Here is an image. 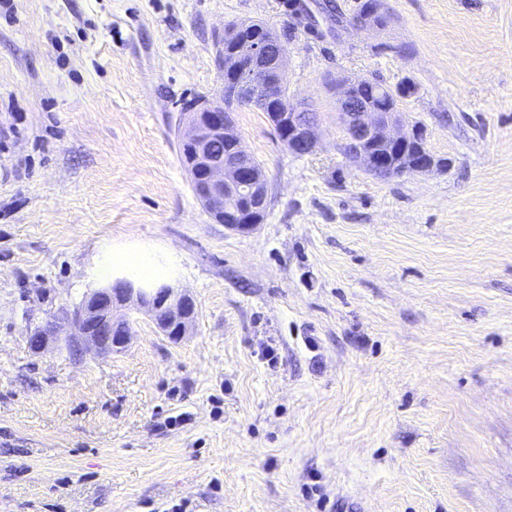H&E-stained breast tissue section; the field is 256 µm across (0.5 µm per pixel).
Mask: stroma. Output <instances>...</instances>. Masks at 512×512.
I'll return each mask as SVG.
<instances>
[{
	"instance_id": "stroma-1",
	"label": "stroma",
	"mask_w": 512,
	"mask_h": 512,
	"mask_svg": "<svg viewBox=\"0 0 512 512\" xmlns=\"http://www.w3.org/2000/svg\"><path fill=\"white\" fill-rule=\"evenodd\" d=\"M377 6L289 46L313 154L234 112L272 194L239 232L175 127L224 88L217 35L281 31L280 0H0V512H512V0ZM372 78L414 84L448 169L344 155L331 84ZM123 244L194 297L190 336L140 313L123 353H33Z\"/></svg>"
}]
</instances>
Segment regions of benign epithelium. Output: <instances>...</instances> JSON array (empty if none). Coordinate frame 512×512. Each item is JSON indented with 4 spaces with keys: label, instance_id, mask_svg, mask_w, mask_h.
I'll return each mask as SVG.
<instances>
[{
    "label": "benign epithelium",
    "instance_id": "benign-epithelium-1",
    "mask_svg": "<svg viewBox=\"0 0 512 512\" xmlns=\"http://www.w3.org/2000/svg\"><path fill=\"white\" fill-rule=\"evenodd\" d=\"M227 44L235 45L230 63L235 79L224 85V95L192 108V114L181 122L179 141L191 155L187 174L200 201L223 220L225 227L244 231L263 223L271 197L263 172L255 167L252 155L234 132L231 113L239 109L268 113L281 133L280 140L295 156L316 151L318 123L307 115L310 107L305 102L283 95L287 43L274 37L266 41L243 39L239 28L229 29L217 42L222 71ZM336 97L339 118L354 139L349 156L365 165L371 174L392 178L445 168V163L429 152L419 126L409 131L395 130L399 126L396 113L372 110L354 96L349 84L336 88ZM214 139L230 144V152L219 158L211 155L210 143ZM384 147L412 149L414 155L397 169L384 156L373 153ZM129 307L145 310L173 341L188 335L197 313L193 298L178 288L166 284L144 288L126 278H117L89 293L62 318L31 332L29 347L40 352L64 338L81 351L89 349L97 355L121 353L130 341L131 331L129 321L119 311Z\"/></svg>",
    "mask_w": 512,
    "mask_h": 512
}]
</instances>
